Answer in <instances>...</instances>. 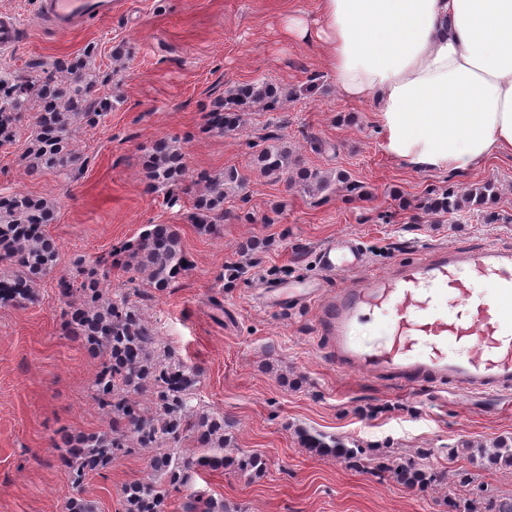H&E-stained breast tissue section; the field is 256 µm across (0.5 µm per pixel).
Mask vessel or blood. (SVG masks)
<instances>
[{
	"instance_id": "obj_1",
	"label": "vessel or blood",
	"mask_w": 512,
	"mask_h": 512,
	"mask_svg": "<svg viewBox=\"0 0 512 512\" xmlns=\"http://www.w3.org/2000/svg\"><path fill=\"white\" fill-rule=\"evenodd\" d=\"M34 12L61 33L88 16L109 18L112 0H34ZM362 246L341 237L323 244L316 264L326 273L358 269ZM488 284L481 293L461 280V270ZM272 309L310 304L325 343V356L337 370L364 371L389 378L409 390L447 386L467 393L512 391V248L490 245L478 251L432 249L411 261L351 282L324 296L322 289L291 281L266 282L259 294ZM466 310L448 317L456 301ZM386 320V341L375 349L353 343V331L367 320ZM461 352L449 354V344Z\"/></svg>"
}]
</instances>
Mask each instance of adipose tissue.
<instances>
[{"mask_svg": "<svg viewBox=\"0 0 512 512\" xmlns=\"http://www.w3.org/2000/svg\"><path fill=\"white\" fill-rule=\"evenodd\" d=\"M341 94L373 102L386 151L428 170L512 155V0H319L308 25Z\"/></svg>", "mask_w": 512, "mask_h": 512, "instance_id": "ef3b65f1", "label": "adipose tissue"}]
</instances>
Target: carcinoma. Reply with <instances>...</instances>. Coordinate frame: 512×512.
I'll return each instance as SVG.
<instances>
[{
  "label": "carcinoma",
  "mask_w": 512,
  "mask_h": 512,
  "mask_svg": "<svg viewBox=\"0 0 512 512\" xmlns=\"http://www.w3.org/2000/svg\"><path fill=\"white\" fill-rule=\"evenodd\" d=\"M29 73L16 74L0 67V146L13 143L22 127L32 100L36 113L29 140L32 169L71 174L79 157L72 149L73 136L81 124L97 126L112 111V104L95 94L97 77L88 62L55 59L28 64ZM282 91L270 82L257 81L237 87L228 100L218 102L207 113L208 128L221 134L237 132L243 113L263 103L277 108ZM273 145L255 156L256 168L264 175L280 176L295 164L288 148L275 144L277 130L263 137ZM147 188H162L175 199V192L192 189L194 221L200 230L214 234L224 219L225 186H241L245 176L235 168L221 175L200 171L187 177L185 154L166 138L157 140L144 162ZM298 186L315 195L325 190L327 180L319 174L301 171ZM491 184L448 190L432 200L429 209L453 216L462 202H482ZM53 220V208L43 199L14 192L0 198V307L33 300L37 282L53 273L57 259L56 242L42 227ZM124 257V267L145 286L158 292L174 287L186 275L190 264L179 235L169 224H155L114 254L96 257L81 267L79 277H61L58 285L65 298L62 310L67 335L81 340L100 362L93 384L92 399L110 418L111 428L102 433L65 432L56 444L60 460L70 469L73 484L80 485L88 472L104 467L136 448L151 452L150 477L133 481L122 490L121 512H163L173 492L189 488L192 474L232 466L242 476L260 475L265 460L243 454L230 461L224 455L230 443L232 423L224 415L207 412L195 403L201 369L177 360L161 346L154 329L143 320L140 306L130 294L112 291L109 283L112 262ZM194 441V452L178 450ZM307 445L321 453L356 459L361 453L334 439L308 435ZM490 463L512 467V440H503L490 453ZM398 482L406 486H427L443 479L434 469L422 470L411 462L394 469ZM455 512H512V498L487 500L461 494ZM184 512H229L224 500L186 494Z\"/></svg>",
  "instance_id": "1"
}]
</instances>
